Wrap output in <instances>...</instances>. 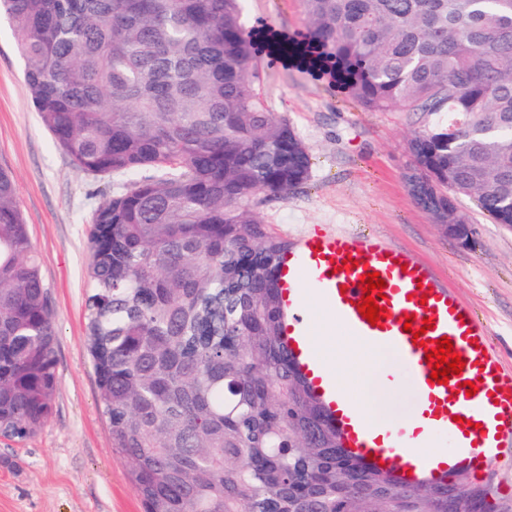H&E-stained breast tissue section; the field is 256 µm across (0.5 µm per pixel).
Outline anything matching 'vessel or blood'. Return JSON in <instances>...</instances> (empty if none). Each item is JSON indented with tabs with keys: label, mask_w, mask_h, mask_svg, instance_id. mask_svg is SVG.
I'll list each match as a JSON object with an SVG mask.
<instances>
[{
	"label": "vessel or blood",
	"mask_w": 512,
	"mask_h": 512,
	"mask_svg": "<svg viewBox=\"0 0 512 512\" xmlns=\"http://www.w3.org/2000/svg\"><path fill=\"white\" fill-rule=\"evenodd\" d=\"M379 273L387 317L374 326L359 312L360 278ZM282 298L288 314V347L346 450L372 466L396 469L407 482H446L454 473H480L487 461L512 446V371L495 352L488 325L451 291L435 270L375 234L309 232L284 255ZM321 299L347 340L389 353L412 383L417 405L409 418L411 438L386 420L366 416L359 405L336 394V381L311 342L310 298ZM433 327H422L423 319ZM421 344H414V330ZM448 338L465 365L440 384L432 378L426 351ZM476 383L475 395L462 392Z\"/></svg>",
	"instance_id": "1"
}]
</instances>
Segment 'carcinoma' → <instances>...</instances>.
Instances as JSON below:
<instances>
[{"label":"carcinoma","mask_w":512,"mask_h":512,"mask_svg":"<svg viewBox=\"0 0 512 512\" xmlns=\"http://www.w3.org/2000/svg\"><path fill=\"white\" fill-rule=\"evenodd\" d=\"M366 111L444 112L408 140L436 223L471 198L512 224V0H301ZM43 126L123 178L87 236L88 348L144 512H467L336 447L290 362L259 194L306 184L308 147L255 88L242 0H0ZM57 327L0 169V433L53 411Z\"/></svg>","instance_id":"1"}]
</instances>
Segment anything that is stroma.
Wrapping results in <instances>:
<instances>
[{"instance_id":"1","label":"stroma","mask_w":512,"mask_h":512,"mask_svg":"<svg viewBox=\"0 0 512 512\" xmlns=\"http://www.w3.org/2000/svg\"><path fill=\"white\" fill-rule=\"evenodd\" d=\"M243 13L259 44L260 90L268 107L288 118L311 157L307 184L258 196L269 232L288 241L317 230L387 238L433 266L489 323L493 348L512 367V225L492 223L472 199L460 198L472 218L470 241L460 243L417 204L406 181L412 166L407 140L429 126L433 114L365 111L297 50L273 51L270 36L286 40L306 32L300 0H243ZM24 69L11 25L1 17L0 168L15 180L55 312L58 385L53 413L36 434L0 437V512H143L127 462L112 450L86 345L85 242L93 210L115 182L73 166L41 124ZM369 376V388L351 385L352 396L377 415L405 419L416 401L411 384L389 396L384 357ZM468 480L487 489L496 512H512V459L492 460Z\"/></svg>"}]
</instances>
